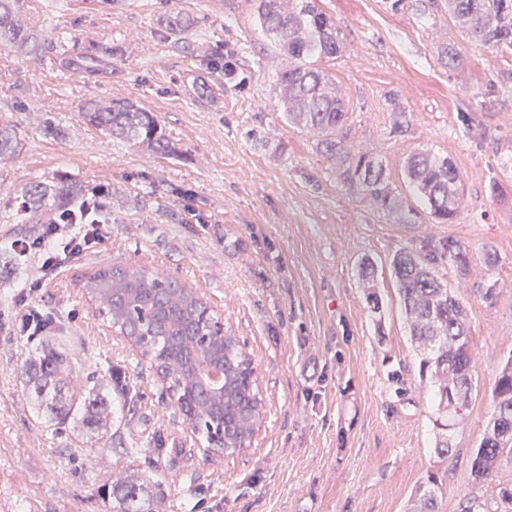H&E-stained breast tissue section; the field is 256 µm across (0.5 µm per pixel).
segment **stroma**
<instances>
[{"mask_svg":"<svg viewBox=\"0 0 512 512\" xmlns=\"http://www.w3.org/2000/svg\"><path fill=\"white\" fill-rule=\"evenodd\" d=\"M23 3L28 24L71 33L72 54L123 51L107 71L68 75L52 58L24 62L0 48V123L19 144L0 160V512H112L101 485L134 469L164 481V512H406L431 473L445 486L439 512H461L473 498L481 512H512L500 496L512 488V463L480 484L470 473L496 372L512 352V188L492 191L502 179L495 149L512 146V56L463 36L433 0L398 12L386 0H321L345 43L330 69L354 109L350 144L375 152L396 188L421 147L449 157L462 176L467 206L457 223L406 224L345 186L315 138L288 124L273 97L284 60L257 23L255 0ZM168 10L202 19L191 41L166 30ZM228 43L241 48V88L210 66ZM204 83L213 89L205 100ZM99 98L141 101L178 156L87 126L79 106ZM399 109L408 119L401 133ZM48 112L65 136L42 134ZM60 172L90 190L110 188L112 235L37 294L63 325L29 341L12 323L39 259L11 244L40 227L15 223L11 203L30 181ZM448 238L469 251L466 276L444 264L437 273L467 301L478 392L448 431L454 453L444 461L389 261ZM365 257L378 266L377 312L357 275ZM125 263L176 276L245 342L267 405L250 447L204 457L176 402L161 398L160 379L135 370L139 350L83 288L99 269ZM492 277L500 295L489 305L472 290ZM48 344L64 345L82 374L127 371L137 398H113L111 447L33 415L21 368Z\"/></svg>","mask_w":512,"mask_h":512,"instance_id":"1","label":"stroma"}]
</instances>
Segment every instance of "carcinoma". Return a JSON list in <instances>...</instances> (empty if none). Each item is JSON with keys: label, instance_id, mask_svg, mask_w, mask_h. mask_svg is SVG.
<instances>
[{"label": "carcinoma", "instance_id": "1", "mask_svg": "<svg viewBox=\"0 0 512 512\" xmlns=\"http://www.w3.org/2000/svg\"><path fill=\"white\" fill-rule=\"evenodd\" d=\"M20 2L0 0V47L23 57H42L66 36L26 25L20 19ZM444 8L469 38L494 52L512 54V0H444ZM257 14L265 36L286 58L275 94L288 122L317 137L319 152L338 167L348 187L380 208L403 215L408 223L420 217L395 193L382 161L348 144L349 100L336 78L319 66L324 59H337L344 43L318 0H259ZM163 22L171 30L188 34L203 19L171 11ZM64 64L73 71L104 70L112 66V54L68 57ZM81 110L88 125L108 136L163 156L177 154L158 117L137 100H88ZM15 148L12 130L1 124L0 159ZM404 183L435 222L457 221L465 187L451 159L429 150L410 154ZM86 195L84 185L71 177L36 179L21 194L19 223L37 224L46 212L56 216ZM438 263L464 275L467 250L450 238L419 253L401 250L390 266L411 339L420 351V376L433 388L439 414L436 426L446 430V420L462 413L476 385L467 304L440 279ZM358 273L368 302L379 312L374 262L362 261ZM83 288L98 303V315L139 348L149 367L166 381L170 398L176 400L192 432L226 455L248 447L267 415L259 373L245 344L232 331L216 327L217 320L193 289L135 263L100 269ZM475 292L493 305L499 295L498 281L490 279ZM73 372L63 349L52 345L42 349L21 370L27 398L37 416L59 428L75 422L92 444L109 448L112 398L104 383H81ZM491 402L492 414L471 457V476L477 484L512 459V352L495 377ZM104 488L112 498V512H159L165 498L161 484L133 471ZM442 494L436 478L428 476L409 512H438Z\"/></svg>", "mask_w": 512, "mask_h": 512}]
</instances>
